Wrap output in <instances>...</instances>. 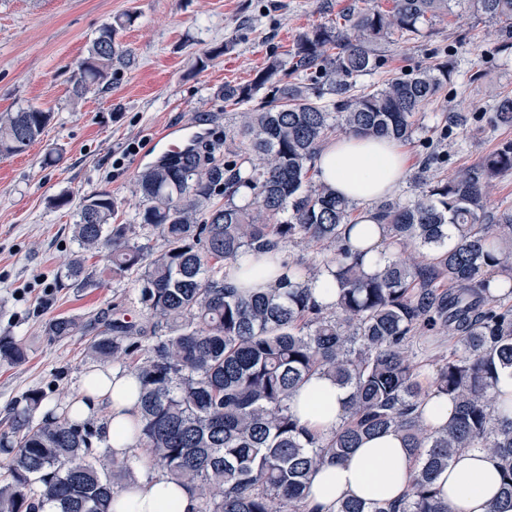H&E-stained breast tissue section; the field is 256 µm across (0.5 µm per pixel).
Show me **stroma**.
<instances>
[{
	"label": "stroma",
	"mask_w": 512,
	"mask_h": 512,
	"mask_svg": "<svg viewBox=\"0 0 512 512\" xmlns=\"http://www.w3.org/2000/svg\"><path fill=\"white\" fill-rule=\"evenodd\" d=\"M351 0H0V113L28 106L53 119L24 153L0 155V336L25 341L28 360L0 364V429L23 395L45 391L52 404L77 396L86 370L84 336L47 333L49 321L68 316L89 322L113 308L145 320L131 280L113 279L103 254L86 253L101 285L59 286L56 274L77 249L72 206L105 189L116 203L114 223L134 224L143 207L132 193L136 175L166 154L163 128L199 132L201 142L223 143L237 126L238 109L224 103L225 85L250 82L269 58L289 64L299 36L332 26ZM125 19L115 39L131 62L113 65L112 84L73 99L75 62L87 56L100 28ZM499 23L475 0H449L448 15L422 37H392L378 47L381 67L358 76L353 93L381 87L392 77L447 61L448 78L419 108L415 133L402 143L407 177L395 201L409 203L427 181L452 177L478 164L512 126L494 123L498 99L512 95V53ZM449 134H442V126ZM442 163L423 169L428 149ZM61 155L47 166L48 150Z\"/></svg>",
	"instance_id": "35a3bbf8"
}]
</instances>
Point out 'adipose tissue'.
Wrapping results in <instances>:
<instances>
[{
  "instance_id": "obj_1",
  "label": "adipose tissue",
  "mask_w": 512,
  "mask_h": 512,
  "mask_svg": "<svg viewBox=\"0 0 512 512\" xmlns=\"http://www.w3.org/2000/svg\"><path fill=\"white\" fill-rule=\"evenodd\" d=\"M320 181L359 209L358 223L346 233L351 248L366 250L365 269L374 271L384 229L375 219V204L399 189L406 178V159L399 144L387 138L347 135L325 145L317 159ZM284 251L252 262L239 258L230 281L239 290L263 292L279 285ZM82 398L73 413L83 419L106 415L104 439L115 457L132 455V430L138 419L139 383L134 375L101 366L84 378ZM348 391L328 375L317 373L291 399L300 423L316 434H327L340 423ZM414 462L401 434L388 432L365 440L341 462H332L309 478V501L317 512H336L339 501L356 497L366 503H385L410 491ZM443 498L454 512H486L500 488L497 463L478 448L461 451L436 480ZM192 490L161 474L114 493L110 512H195Z\"/></svg>"
}]
</instances>
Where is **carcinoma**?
<instances>
[{"mask_svg": "<svg viewBox=\"0 0 512 512\" xmlns=\"http://www.w3.org/2000/svg\"><path fill=\"white\" fill-rule=\"evenodd\" d=\"M476 4L512 35V0ZM446 15L448 0L349 8L343 26L315 27L297 39L289 74L303 73L307 82L287 80L270 60L252 82L224 86L232 105L263 88L271 93L224 131V162L211 145L137 175L139 224L111 223L116 204L107 190L82 199L74 224L79 249L105 253L112 278H133L135 299L153 319L97 316L99 331L87 343L93 361L138 379L134 447L147 454L116 458L98 449L102 427L74 419L67 407L35 420L46 395L32 389L0 432L7 456L0 512H108L115 486L155 471L192 488L196 512H315L308 508L311 473L390 430L403 434L418 461L411 492L377 506L347 498L336 512H453L436 479L468 448L499 463L500 491L487 512H512V402L496 404L499 376L512 372V210L493 224L481 221L490 181L512 172V142L411 203L377 204L385 241L374 273L364 270L366 252L342 238V226L354 221L352 205L313 181L318 151L336 124L356 136L410 140L414 114L448 77V65L360 94L350 93L351 79L380 67L381 41L395 33L422 37L427 23ZM116 26L99 30L73 76L75 97L112 80L121 57ZM325 90L336 96L331 109L317 102ZM51 119L36 106L1 112L0 155L24 152ZM494 119L512 125V96L497 102ZM243 187L253 200L238 205ZM219 195L224 205L217 207ZM154 237L163 242L158 252ZM292 242L317 250L321 262L305 270L284 265L287 287L267 293L227 286L241 254L258 257ZM324 271L336 283L331 305L316 302L308 287ZM64 279L74 288L98 285L77 257ZM79 329L76 319L59 317L47 331L63 337ZM426 333L453 345L424 385L412 346ZM27 358L25 344L0 336V363ZM317 371L349 389L346 417L326 438L310 434L290 408ZM431 394L455 402L439 429L425 425L419 411Z\"/></svg>", "mask_w": 512, "mask_h": 512, "instance_id": "cac0c4a2", "label": "carcinoma"}]
</instances>
